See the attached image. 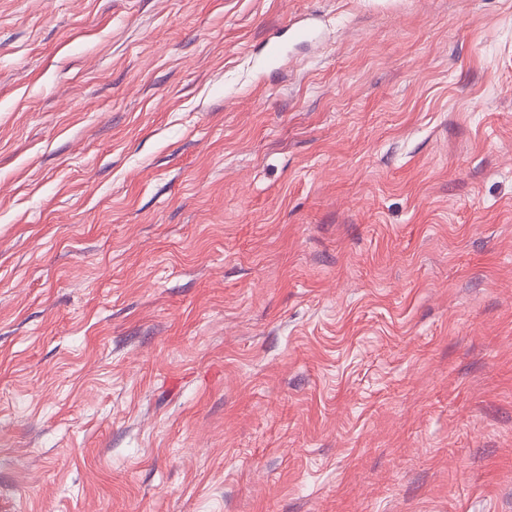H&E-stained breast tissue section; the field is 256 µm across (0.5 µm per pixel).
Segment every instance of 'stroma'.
Masks as SVG:
<instances>
[{
    "instance_id": "35a3bbf8",
    "label": "stroma",
    "mask_w": 512,
    "mask_h": 512,
    "mask_svg": "<svg viewBox=\"0 0 512 512\" xmlns=\"http://www.w3.org/2000/svg\"><path fill=\"white\" fill-rule=\"evenodd\" d=\"M0 512H512V0H0Z\"/></svg>"
}]
</instances>
